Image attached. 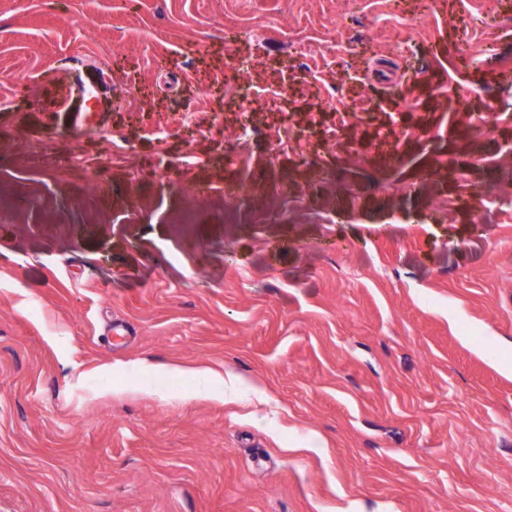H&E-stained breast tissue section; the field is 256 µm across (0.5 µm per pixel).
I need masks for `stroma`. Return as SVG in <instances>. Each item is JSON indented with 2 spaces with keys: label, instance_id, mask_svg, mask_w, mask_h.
<instances>
[{
  "label": "stroma",
  "instance_id": "1",
  "mask_svg": "<svg viewBox=\"0 0 512 512\" xmlns=\"http://www.w3.org/2000/svg\"><path fill=\"white\" fill-rule=\"evenodd\" d=\"M0 512H512V0H0ZM77 67L74 68L72 74L73 85L78 89V104H75V98L70 90L67 102L68 112H76L77 115L87 112V107L84 98V90L88 87H95L98 90L107 88L112 82L108 75H105L103 71L88 63L85 59L77 60Z\"/></svg>",
  "mask_w": 512,
  "mask_h": 512
}]
</instances>
